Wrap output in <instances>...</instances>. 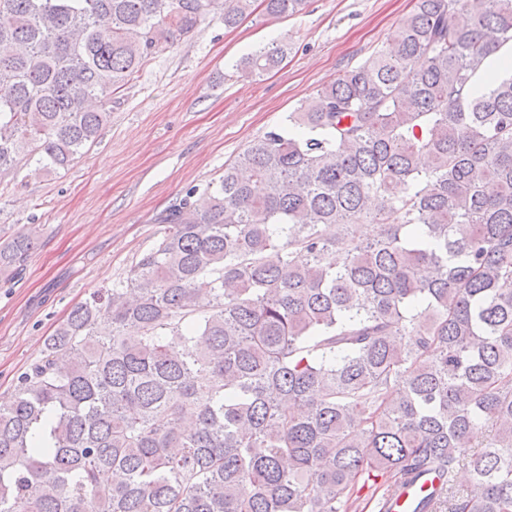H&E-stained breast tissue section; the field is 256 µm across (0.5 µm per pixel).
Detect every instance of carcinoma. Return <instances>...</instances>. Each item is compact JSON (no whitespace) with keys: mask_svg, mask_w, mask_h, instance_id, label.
Here are the masks:
<instances>
[{"mask_svg":"<svg viewBox=\"0 0 512 512\" xmlns=\"http://www.w3.org/2000/svg\"><path fill=\"white\" fill-rule=\"evenodd\" d=\"M252 2L0 0V174L67 168L148 58ZM508 42L512 0H416L166 209L0 397V512H348L428 468L433 512H512V75L472 89ZM37 241H1L0 274Z\"/></svg>","mask_w":512,"mask_h":512,"instance_id":"carcinoma-1","label":"carcinoma"}]
</instances>
